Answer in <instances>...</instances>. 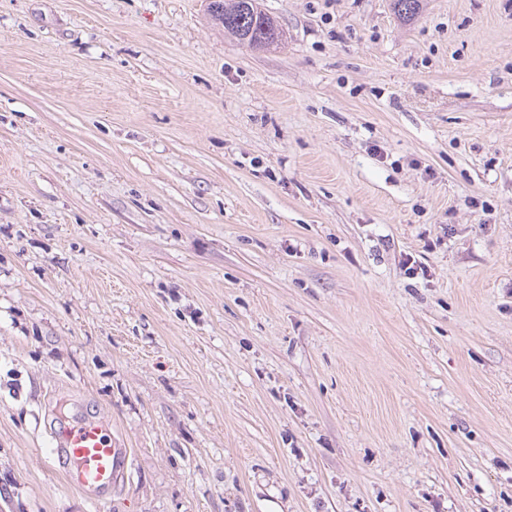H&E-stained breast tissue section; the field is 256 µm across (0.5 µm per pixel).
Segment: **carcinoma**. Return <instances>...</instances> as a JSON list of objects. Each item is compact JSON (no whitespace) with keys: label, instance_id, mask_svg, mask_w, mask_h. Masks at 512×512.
Here are the masks:
<instances>
[{"label":"carcinoma","instance_id":"1","mask_svg":"<svg viewBox=\"0 0 512 512\" xmlns=\"http://www.w3.org/2000/svg\"><path fill=\"white\" fill-rule=\"evenodd\" d=\"M212 21L224 35L251 49H263L282 41L283 32L258 0H209Z\"/></svg>","mask_w":512,"mask_h":512}]
</instances>
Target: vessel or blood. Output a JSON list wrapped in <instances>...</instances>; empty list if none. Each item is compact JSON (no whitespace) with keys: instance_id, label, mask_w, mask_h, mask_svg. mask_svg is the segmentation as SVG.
I'll return each mask as SVG.
<instances>
[{"instance_id":"obj_1","label":"vessel or blood","mask_w":512,"mask_h":512,"mask_svg":"<svg viewBox=\"0 0 512 512\" xmlns=\"http://www.w3.org/2000/svg\"><path fill=\"white\" fill-rule=\"evenodd\" d=\"M46 454L64 463L70 481L92 503L100 504L111 497L120 481L127 451L113 447L103 421L80 416L54 428Z\"/></svg>"}]
</instances>
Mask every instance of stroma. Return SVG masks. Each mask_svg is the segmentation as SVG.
I'll use <instances>...</instances> for the list:
<instances>
[{
	"mask_svg": "<svg viewBox=\"0 0 512 512\" xmlns=\"http://www.w3.org/2000/svg\"><path fill=\"white\" fill-rule=\"evenodd\" d=\"M260 5L0 0V512H512V0ZM208 12L224 35L240 45L263 49L282 41L283 32L257 0H209ZM51 434L46 455L66 465L70 481L93 504L106 502L122 477L127 448H112L108 426L89 417L62 421Z\"/></svg>",
	"mask_w": 512,
	"mask_h": 512,
	"instance_id": "obj_1",
	"label": "stroma"
}]
</instances>
